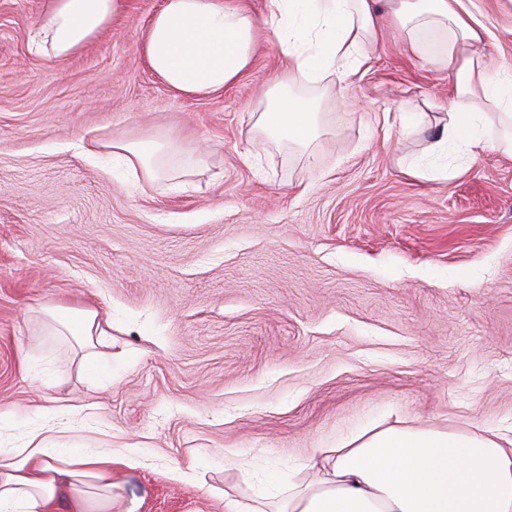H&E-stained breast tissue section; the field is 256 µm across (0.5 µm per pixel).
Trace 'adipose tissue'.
<instances>
[{"label": "adipose tissue", "instance_id": "obj_1", "mask_svg": "<svg viewBox=\"0 0 512 512\" xmlns=\"http://www.w3.org/2000/svg\"><path fill=\"white\" fill-rule=\"evenodd\" d=\"M121 0H50L29 35L35 54L63 62L109 29ZM430 68L454 74L453 97L424 148L400 161L403 173L445 184L464 170L448 159L465 151L512 157V65L481 52L489 35L474 0H269L264 13L248 0H164L139 46L150 69L171 89L212 94L237 82L267 41L282 67L273 74L253 132L267 142L307 147L323 129L304 84L354 83L369 69L384 26ZM497 115L504 128L489 139ZM103 149L113 167L155 179L160 169L193 174L202 160L172 132L115 139ZM38 336L67 345L64 371L112 382L111 313L90 305L27 308ZM88 406L51 400L25 411L0 410V512H113V466L138 467L132 449L101 450L111 431L94 435L81 417ZM224 512H512V428L459 433L366 420L332 446L288 465L275 459L250 472L246 490L224 495Z\"/></svg>", "mask_w": 512, "mask_h": 512}]
</instances>
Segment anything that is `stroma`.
Masks as SVG:
<instances>
[{
	"mask_svg": "<svg viewBox=\"0 0 512 512\" xmlns=\"http://www.w3.org/2000/svg\"><path fill=\"white\" fill-rule=\"evenodd\" d=\"M162 2L123 0L53 65L28 43L47 0H0V410L97 403L113 449L145 458L113 468L138 512H224L213 491L251 464L335 443L372 408L461 433L512 422V159L457 155L445 185L398 165L423 146L400 113L440 112L447 75L385 29L361 81L324 89L332 131L302 157L247 140L271 46L219 93L152 73L138 45ZM475 3L485 52L512 60V12ZM159 130L203 153L193 176H116L82 148ZM35 300L113 312L110 386L23 369ZM192 460L197 479L168 478Z\"/></svg>",
	"mask_w": 512,
	"mask_h": 512,
	"instance_id": "stroma-1",
	"label": "stroma"
}]
</instances>
